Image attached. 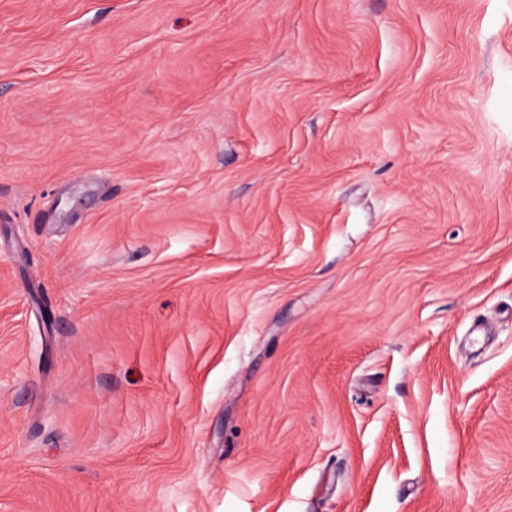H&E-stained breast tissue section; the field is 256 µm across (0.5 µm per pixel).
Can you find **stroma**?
Returning a JSON list of instances; mask_svg holds the SVG:
<instances>
[{
    "instance_id": "1",
    "label": "stroma",
    "mask_w": 512,
    "mask_h": 512,
    "mask_svg": "<svg viewBox=\"0 0 512 512\" xmlns=\"http://www.w3.org/2000/svg\"><path fill=\"white\" fill-rule=\"evenodd\" d=\"M0 512H512V0H0Z\"/></svg>"
}]
</instances>
